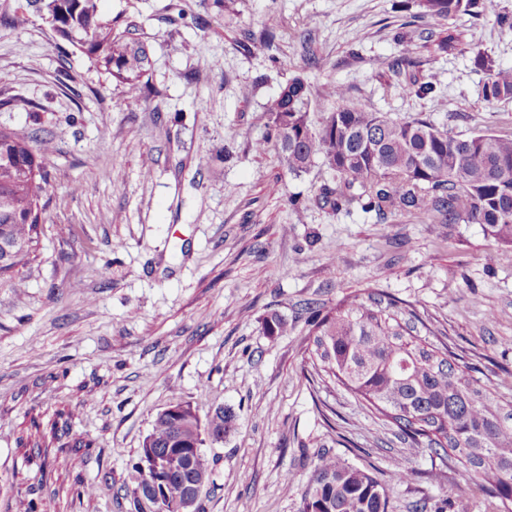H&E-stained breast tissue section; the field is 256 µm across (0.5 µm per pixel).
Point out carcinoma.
<instances>
[{
  "instance_id": "1",
  "label": "carcinoma",
  "mask_w": 512,
  "mask_h": 512,
  "mask_svg": "<svg viewBox=\"0 0 512 512\" xmlns=\"http://www.w3.org/2000/svg\"><path fill=\"white\" fill-rule=\"evenodd\" d=\"M100 0H0V19L25 20L28 10L43 13L57 38L78 48L99 69L122 84L131 99L149 94L141 81L149 64L143 42L120 18L100 13ZM421 17L447 20L460 12L499 15L498 0H419ZM276 34L265 28L250 35L252 49L268 52ZM395 74L414 66L425 49L446 54L463 44L451 29H424L399 39ZM403 90L424 96L431 79L406 80ZM492 104L512 98V71L498 70L482 87ZM326 113L323 125L309 122L311 106ZM270 137L281 163L298 175L321 160L330 172L315 201L338 211L354 207L384 219L393 213L427 215L448 224H480L495 239L492 253L512 258V137L477 134L461 137L423 119L391 118L366 104L345 99L343 89L323 95L308 79L296 76L280 86L271 102ZM53 152L0 128V243L13 248L0 266V278L25 266L39 242V227L28 222L40 208L47 183L46 159ZM314 353L320 368L373 406L395 426V437L410 449L428 448L454 460L471 480L512 504V401L501 400L456 362L454 354L423 341L395 301L376 292L353 297L312 321ZM234 415L219 408L201 421L193 407L180 416L160 414L145 438L141 458L154 455L165 485H147L136 466L132 489L136 512H178L186 492L203 487L211 476L201 445L206 433L224 438ZM416 472L396 460L389 482L341 458L318 456L300 512H390V485L407 483Z\"/></svg>"
}]
</instances>
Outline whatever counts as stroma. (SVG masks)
<instances>
[{"instance_id":"1","label":"stroma","mask_w":512,"mask_h":512,"mask_svg":"<svg viewBox=\"0 0 512 512\" xmlns=\"http://www.w3.org/2000/svg\"><path fill=\"white\" fill-rule=\"evenodd\" d=\"M150 50L152 93L122 85L35 13L0 24V127L51 141L35 258L0 279V512H134L133 467L161 411L232 410L204 451L199 512H300L328 451L387 480L416 476L391 512H497L462 472L410 451L312 358L313 313L372 289L413 310L512 400V263L487 264L479 224L379 222L314 198L329 175L288 174L267 140L280 86L307 77L373 111L453 134L512 136V98L481 89L512 68V29L458 14L461 50L421 53L410 96L390 67L418 0H102ZM269 27L270 52L248 34ZM310 35L302 44L301 32ZM265 150H257V142ZM283 332L271 335L266 319ZM88 483L99 495L84 493Z\"/></svg>"}]
</instances>
